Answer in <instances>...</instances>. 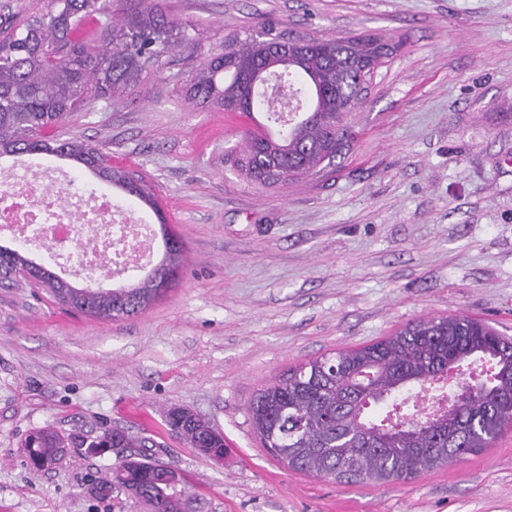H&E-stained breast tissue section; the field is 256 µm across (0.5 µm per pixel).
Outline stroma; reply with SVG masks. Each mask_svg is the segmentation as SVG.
Wrapping results in <instances>:
<instances>
[{
	"label": "stroma",
	"mask_w": 512,
	"mask_h": 512,
	"mask_svg": "<svg viewBox=\"0 0 512 512\" xmlns=\"http://www.w3.org/2000/svg\"><path fill=\"white\" fill-rule=\"evenodd\" d=\"M181 40L124 93L60 127L145 181L184 252L147 310L95 318L41 284L0 286V512H151L88 493L115 452L71 449L31 468L51 425L121 428L187 479L193 512H512V428L406 483L347 485L291 471L248 404L289 369L463 313L512 338V0H157ZM306 38L371 31L401 42L352 122L356 146L314 176L263 186L233 165L250 123L186 86L230 35L265 21ZM154 230L153 211L83 166L46 157ZM191 409L224 435L222 462L171 434Z\"/></svg>",
	"instance_id": "1"
}]
</instances>
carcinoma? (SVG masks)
Here are the masks:
<instances>
[{"mask_svg": "<svg viewBox=\"0 0 512 512\" xmlns=\"http://www.w3.org/2000/svg\"><path fill=\"white\" fill-rule=\"evenodd\" d=\"M111 0H48L46 13L28 21L20 32L0 39V158L46 154L83 165L99 179L135 196L159 214L166 255L157 278L146 277L133 288H111L87 299L78 297L63 278L16 250L0 246V284L18 277L43 283L61 304L104 319H120L147 309L176 279L182 242L161 215L155 196L144 184L118 170L98 151L77 139H61L55 130L84 105L91 94L123 86L140 77L144 65L175 46L177 22L150 0L119 24H107L103 43L85 33L87 20L111 14ZM398 45L362 33L331 39L293 38L269 22L261 34L238 36L224 54L195 73L194 96L227 112L268 118L287 126L274 137L261 125L247 133V145L234 164L262 185L286 183L313 175L324 162L353 148V112L367 96L380 70ZM277 72L298 100L308 91L309 108L300 120L284 119L277 105L254 87L260 73ZM452 364L466 365L477 376L475 392L445 399L450 411L428 423L418 414L374 417L371 408L392 402H417L415 387L430 386ZM248 412L262 447L288 469L339 483L406 482L465 455L493 446L512 425V340L486 322L464 314L420 320L370 344L339 349L288 371L261 388ZM172 433L193 448L226 451L224 436L194 412L172 407ZM146 447L119 429L97 440L64 435L46 426L29 435L27 457L36 469L56 465L68 448ZM171 467L140 454L109 468L95 488L98 498L124 487L152 512H187L185 482L163 477Z\"/></svg>", "mask_w": 512, "mask_h": 512, "instance_id": "cac0c4a2", "label": "carcinoma"}]
</instances>
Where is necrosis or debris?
<instances>
[{"label": "necrosis or debris", "instance_id": "necrosis-or-debris-1", "mask_svg": "<svg viewBox=\"0 0 512 512\" xmlns=\"http://www.w3.org/2000/svg\"><path fill=\"white\" fill-rule=\"evenodd\" d=\"M50 180L40 163L0 175V225L46 248L73 275L112 279L148 263L153 250L148 225L134 223L106 193L77 197L52 189Z\"/></svg>", "mask_w": 512, "mask_h": 512}]
</instances>
